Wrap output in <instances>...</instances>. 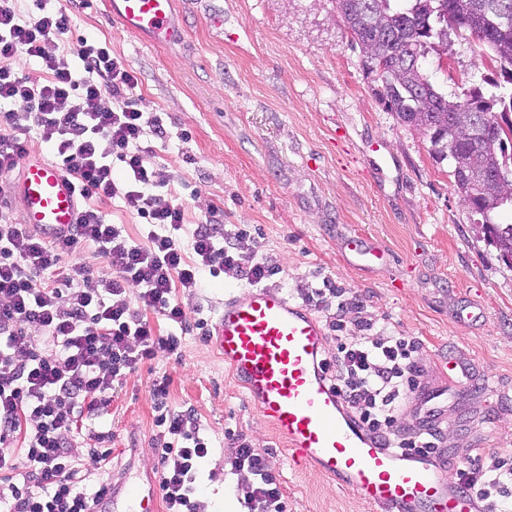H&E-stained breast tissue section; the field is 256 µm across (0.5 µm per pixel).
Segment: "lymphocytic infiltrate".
Segmentation results:
<instances>
[{
	"mask_svg": "<svg viewBox=\"0 0 512 512\" xmlns=\"http://www.w3.org/2000/svg\"><path fill=\"white\" fill-rule=\"evenodd\" d=\"M69 43L73 52L53 54V47ZM21 55L41 62L42 84L16 70ZM137 87L110 42L73 39L67 8L50 0L28 6L0 0V199L10 194L8 175L27 156L32 132L81 197L76 224L50 238L0 211V512H91L111 486L112 451H81L75 432L97 426L116 385L157 349L178 350V337L157 333L151 315L184 331L204 329L205 320H191L176 299L198 287L200 271L252 286L275 273L260 258L240 262L236 242L243 229L212 213L187 230L183 203L158 193L143 141L166 130L160 116L139 109ZM106 95L112 106H101ZM116 197L141 219V240L100 209ZM90 246L107 272L80 260L62 265L63 255ZM419 348L416 339L397 336L340 339L325 364L346 406L381 447L435 453L439 407L426 408L415 432L397 424L420 387ZM167 395V382L156 383L162 499L167 512H207L197 475L208 441L191 412L167 405ZM233 445L234 467L255 479L248 512H286L265 452L243 436ZM83 455L103 473L97 484H86L77 466ZM506 480L512 481V466L495 458L461 474L464 487L486 499Z\"/></svg>",
	"mask_w": 512,
	"mask_h": 512,
	"instance_id": "lymphocytic-infiltrate-1",
	"label": "lymphocytic infiltrate"
}]
</instances>
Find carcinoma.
Masks as SVG:
<instances>
[{
  "label": "carcinoma",
  "instance_id": "carcinoma-1",
  "mask_svg": "<svg viewBox=\"0 0 512 512\" xmlns=\"http://www.w3.org/2000/svg\"><path fill=\"white\" fill-rule=\"evenodd\" d=\"M393 0H336L346 25L352 27L351 44L358 47L361 62L375 53L382 64L381 72L367 71L376 83L375 95L384 107L405 125L429 134L437 124L448 125L460 100L441 93L426 73V59L433 43L448 39V30L467 31L475 36L501 64L507 74L506 84L493 83L486 93L479 86L466 92V99L479 112L497 116L492 138L479 147L478 157L489 165L512 173V29L504 32L493 22L501 3L512 0H404L395 9ZM426 95L430 106L417 108L411 95ZM512 208V196L501 197L486 205L482 221L493 229L512 235V224L491 221V214Z\"/></svg>",
  "mask_w": 512,
  "mask_h": 512
}]
</instances>
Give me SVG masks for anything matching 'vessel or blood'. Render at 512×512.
I'll return each mask as SVG.
<instances>
[{"label":"vessel or blood","instance_id":"1","mask_svg":"<svg viewBox=\"0 0 512 512\" xmlns=\"http://www.w3.org/2000/svg\"><path fill=\"white\" fill-rule=\"evenodd\" d=\"M176 0H109V12L127 32L154 44L177 41ZM24 204L23 221L52 235L75 223L80 205L73 182L44 157L26 159L12 185ZM354 264L383 257L365 241L351 243ZM210 340L248 402L284 442L292 459L355 492L377 512H478L476 499L447 477L446 455L379 447L346 407L325 368L326 332L306 305L271 286L226 292L211 320ZM155 489L125 482L92 512H152Z\"/></svg>","mask_w":512,"mask_h":512}]
</instances>
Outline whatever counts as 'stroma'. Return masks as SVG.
Instances as JSON below:
<instances>
[{"label":"stroma","instance_id":"obj_1","mask_svg":"<svg viewBox=\"0 0 512 512\" xmlns=\"http://www.w3.org/2000/svg\"><path fill=\"white\" fill-rule=\"evenodd\" d=\"M86 0L73 37L110 42L139 79L140 108L159 114L166 137L147 136L146 162L162 191L177 194L188 228L217 210L246 229L242 262L263 259L269 280L292 301L323 278L363 303L335 330L337 300L314 311L336 334L417 339L425 391L438 393L449 480L473 458L512 461V268L476 239L479 215L458 192L449 161L435 160L427 135L379 104L335 0H177L185 40L153 46ZM427 72L440 92L462 95L501 80L499 64L468 35L430 50ZM362 237L382 261L360 269L348 245ZM226 275L202 274L180 293L190 315L211 318ZM168 379L170 407L192 410L212 452L199 467L209 512H245L252 475L230 464L241 434L267 452L287 512H375L313 468L295 465L247 401L208 338L183 335L177 354L158 351L117 386L104 416L112 432V473L157 479L152 389Z\"/></svg>","mask_w":512,"mask_h":512}]
</instances>
